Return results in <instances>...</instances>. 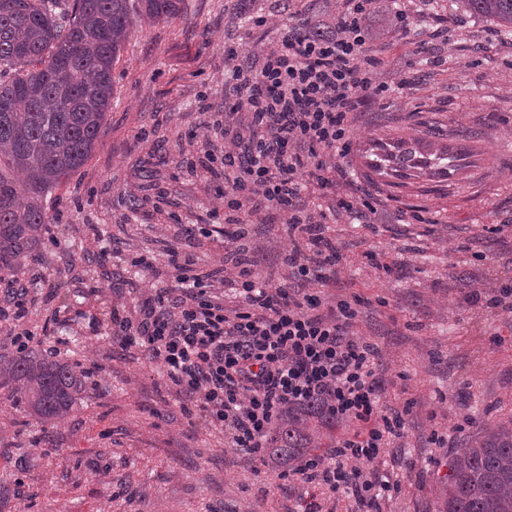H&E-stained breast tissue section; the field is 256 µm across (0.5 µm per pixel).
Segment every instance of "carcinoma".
Here are the masks:
<instances>
[{
    "mask_svg": "<svg viewBox=\"0 0 512 512\" xmlns=\"http://www.w3.org/2000/svg\"><path fill=\"white\" fill-rule=\"evenodd\" d=\"M181 0H0V270L31 256L47 217L43 195L90 157L112 101V67L137 22L175 18ZM512 28V0H456ZM373 172L402 180L446 178L465 165L463 135L435 145L410 135L379 144ZM0 388L48 424L87 393L85 374L41 353L0 355ZM316 405L293 410L266 437L270 463L307 454ZM440 512H512V424L502 423L454 458Z\"/></svg>",
    "mask_w": 512,
    "mask_h": 512,
    "instance_id": "cac0c4a2",
    "label": "carcinoma"
}]
</instances>
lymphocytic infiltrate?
I'll list each match as a JSON object with an SVG mask.
<instances>
[{
	"mask_svg": "<svg viewBox=\"0 0 512 512\" xmlns=\"http://www.w3.org/2000/svg\"><path fill=\"white\" fill-rule=\"evenodd\" d=\"M339 2L333 35L288 28L258 70L238 65V48H225L233 68L224 79V111L203 126L198 167L223 182L214 204L224 210V244L236 258L201 276L191 257L172 254L176 288H151L134 316L113 308L112 340L144 348L195 398L208 425L223 427L233 447L258 459L288 409L319 405L349 430L289 475L372 504L392 490L378 464L406 428L402 412L380 403L379 350L354 332L351 302L289 292L291 282L323 284L337 272L341 256L321 234L326 214L297 199L309 180L327 186L332 177H348L354 116L383 92L372 84L380 59L368 20L376 0ZM217 137L222 146H214ZM269 209L290 232L276 286L251 269L241 246L247 217ZM217 283L233 290L235 308L213 294Z\"/></svg>",
	"mask_w": 512,
	"mask_h": 512,
	"instance_id": "f902f5d3",
	"label": "lymphocytic infiltrate"
}]
</instances>
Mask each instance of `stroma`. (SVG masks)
Listing matches in <instances>:
<instances>
[{"instance_id":"35a3bbf8","label":"stroma","mask_w":512,"mask_h":512,"mask_svg":"<svg viewBox=\"0 0 512 512\" xmlns=\"http://www.w3.org/2000/svg\"><path fill=\"white\" fill-rule=\"evenodd\" d=\"M395 8L411 18L402 36L383 21ZM335 10L334 0H182L173 20L131 33L90 158L44 196L38 257L10 274L29 289L32 347L78 364L89 391L45 427L0 389V512H298L307 500L312 485L231 447L143 349L113 343L112 307L135 311L150 285L171 284V250L193 254L201 272L224 262L223 236L201 233L224 222L210 206L222 183L189 165L205 113L224 109L225 48L246 46V65L260 68L281 26ZM373 26L382 64L372 83L388 91L357 112L348 164L377 211L339 215L348 186L314 181L298 203L328 216L324 236L342 261L324 291L359 299L356 330L380 350L381 402L407 410L406 434L379 463L389 496L318 501L323 512H438L456 449L512 420V313L464 300L512 278V32L454 0H377ZM460 129L471 165L448 179L399 190L364 163L383 135L448 144ZM244 248L280 282L288 228L277 212L250 225ZM434 431L446 447L430 442Z\"/></svg>"}]
</instances>
